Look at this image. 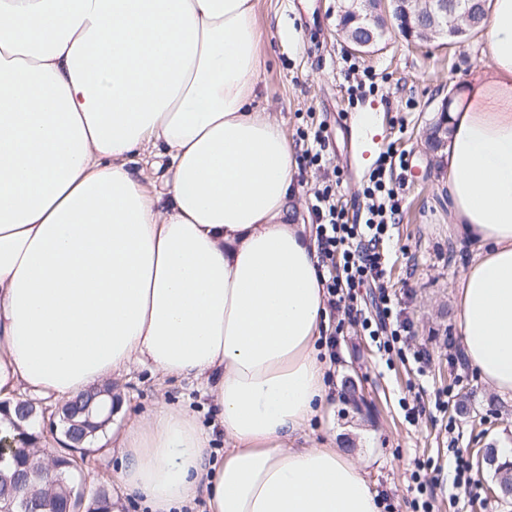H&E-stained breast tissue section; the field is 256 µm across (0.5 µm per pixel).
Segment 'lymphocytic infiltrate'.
I'll list each match as a JSON object with an SVG mask.
<instances>
[{
  "label": "lymphocytic infiltrate",
  "mask_w": 512,
  "mask_h": 512,
  "mask_svg": "<svg viewBox=\"0 0 512 512\" xmlns=\"http://www.w3.org/2000/svg\"><path fill=\"white\" fill-rule=\"evenodd\" d=\"M404 167L403 154L397 153L394 146H387L363 185L364 207L355 220H348L339 203V180L315 189L311 205L318 265L329 307L344 309L386 351L410 336L412 329L386 282L387 243L399 222ZM362 288L376 291V314L359 308L358 291Z\"/></svg>",
  "instance_id": "obj_1"
}]
</instances>
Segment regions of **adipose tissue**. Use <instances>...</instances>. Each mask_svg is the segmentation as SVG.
<instances>
[{
	"label": "adipose tissue",
	"mask_w": 512,
	"mask_h": 512,
	"mask_svg": "<svg viewBox=\"0 0 512 512\" xmlns=\"http://www.w3.org/2000/svg\"><path fill=\"white\" fill-rule=\"evenodd\" d=\"M454 95L444 193L474 258L469 362L512 393V0ZM254 0H0V400L66 402L138 362L212 396L224 454L159 406L117 440L148 512H379L350 452L299 438L327 387L294 148L257 108ZM167 161L162 188L144 183Z\"/></svg>",
	"instance_id": "obj_1"
}]
</instances>
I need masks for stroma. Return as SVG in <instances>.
Instances as JSON below:
<instances>
[{
    "label": "stroma",
    "mask_w": 512,
    "mask_h": 512,
    "mask_svg": "<svg viewBox=\"0 0 512 512\" xmlns=\"http://www.w3.org/2000/svg\"><path fill=\"white\" fill-rule=\"evenodd\" d=\"M256 14L259 105L293 142L300 129L327 124L347 209L358 205L364 179L390 142L408 154L387 279L413 323L411 349L429 354L427 371L416 375L413 359L398 354L384 360L370 337L343 312H335L327 327L341 334L336 358L327 364V408L306 431L309 445L350 441L352 455L390 512H412L417 482L432 476L418 471L423 461L443 468L444 482L431 497L433 512H512V499L496 500L488 493L496 483L492 470L476 471L477 496L457 495L452 488L454 452L473 464L478 449L512 445V393H498L463 362L457 289L472 251L449 222L442 197L446 171L427 146L442 101L484 61L479 37L413 45L392 28L373 53L358 56L347 51L337 33L336 0H257ZM353 68L372 73L378 90L352 104L347 75ZM320 180L314 168L298 162L289 216L310 231L315 228L310 198ZM349 375L366 400L362 408H354L344 393ZM112 393L127 404L126 411L112 415L117 434L162 403L187 412L202 427L212 420L211 398L199 382L169 379L147 365L131 364L113 377ZM403 399L422 406L416 422L405 419L399 407ZM121 469V453L108 443L85 468V480L108 482L117 512H145L138 501L122 495Z\"/></svg>",
    "instance_id": "35a3bbf8"
}]
</instances>
